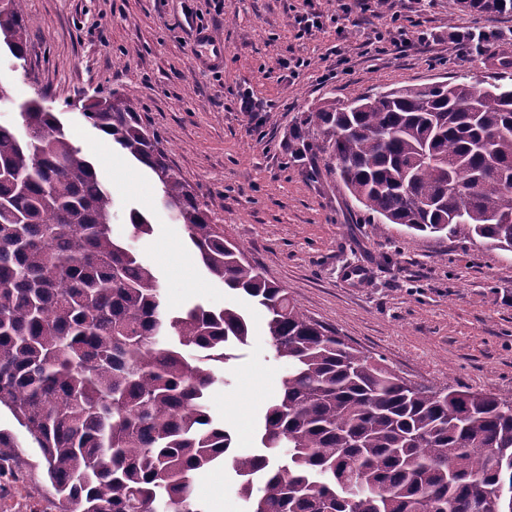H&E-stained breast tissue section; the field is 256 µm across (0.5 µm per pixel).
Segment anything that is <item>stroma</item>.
Here are the masks:
<instances>
[{"label":"stroma","instance_id":"1","mask_svg":"<svg viewBox=\"0 0 512 512\" xmlns=\"http://www.w3.org/2000/svg\"><path fill=\"white\" fill-rule=\"evenodd\" d=\"M401 23L420 42L404 52L372 44L384 16L352 7L344 34L334 25L297 38L302 0H25L27 56L0 53L10 98L0 121L19 122L37 100L57 112L72 141L98 162L112 195V229L130 235L129 213L153 225L135 243L153 266L170 313L200 303L242 306L252 335L234 345L211 415L233 451L260 447L264 413L285 366L264 336L265 311L223 288L186 245L182 225L159 203L153 176L118 148L101 165V134L73 115L75 103L118 90L161 137L173 167L198 198L216 202V222L302 310L367 355L414 382L491 391L512 398V252L481 240L442 239L397 224L370 223L338 182L323 135L300 127L303 112L406 86L445 81L512 84V14L461 10L451 0H396ZM224 43V68L194 63V11ZM485 34L469 59L460 39ZM308 67L289 75L285 61ZM252 94L260 107L241 111ZM311 149L296 156L299 143ZM0 432L18 436L21 458L0 474V512H59L37 444L8 409ZM193 494L207 512H250L231 466L198 473Z\"/></svg>","mask_w":512,"mask_h":512}]
</instances>
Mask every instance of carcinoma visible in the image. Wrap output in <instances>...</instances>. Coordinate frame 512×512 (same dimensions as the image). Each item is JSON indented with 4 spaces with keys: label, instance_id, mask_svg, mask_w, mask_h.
I'll return each mask as SVG.
<instances>
[{
    "label": "carcinoma",
    "instance_id": "cac0c4a2",
    "mask_svg": "<svg viewBox=\"0 0 512 512\" xmlns=\"http://www.w3.org/2000/svg\"><path fill=\"white\" fill-rule=\"evenodd\" d=\"M512 13V0H453ZM0 45L27 53L23 0H0ZM328 101L321 133L372 220L512 251V88L406 86ZM82 117L154 175L210 277L265 309L287 367L260 454L234 455L207 398L245 312L162 308L159 278L112 234V196L58 116L33 101L0 123V407L40 448L61 512H207L195 475L225 458L252 512H512V401L411 383L309 316L224 238L129 98ZM130 237L152 232L129 214ZM0 433V462L19 458Z\"/></svg>",
    "mask_w": 512,
    "mask_h": 512
}]
</instances>
